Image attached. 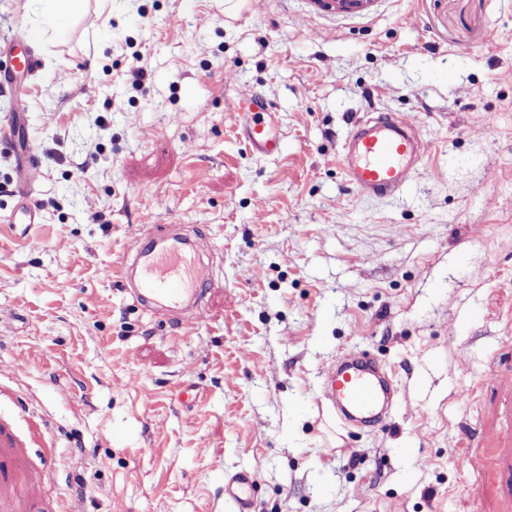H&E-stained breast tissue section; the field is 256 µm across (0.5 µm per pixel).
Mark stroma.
Listing matches in <instances>:
<instances>
[{
  "instance_id": "1",
  "label": "stroma",
  "mask_w": 512,
  "mask_h": 512,
  "mask_svg": "<svg viewBox=\"0 0 512 512\" xmlns=\"http://www.w3.org/2000/svg\"><path fill=\"white\" fill-rule=\"evenodd\" d=\"M86 4L21 81L40 156L23 237L0 144V419L55 448L42 512H235L241 470L252 512H512V0H382L365 21ZM252 89L280 155L242 137L231 103ZM374 111L428 143L393 200L336 165ZM153 224L206 239L217 321L124 291L116 264ZM351 352L392 376L381 431L314 403ZM254 478L247 471L238 472L230 479H224V495L233 503L235 512H251L250 488Z\"/></svg>"
}]
</instances>
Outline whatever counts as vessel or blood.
Returning a JSON list of instances; mask_svg holds the SVG:
<instances>
[{
  "label": "vessel or blood",
  "mask_w": 512,
  "mask_h": 512,
  "mask_svg": "<svg viewBox=\"0 0 512 512\" xmlns=\"http://www.w3.org/2000/svg\"><path fill=\"white\" fill-rule=\"evenodd\" d=\"M379 0H309L316 17L371 18ZM239 112L242 134L250 151L272 156L281 153L283 144L271 126L257 116L272 111V103L257 90L250 91L232 105ZM427 153V144L414 124L405 117L379 113L354 124L336 156L346 182L363 198L395 199L418 178ZM16 194L25 230L39 220L31 204L32 184L21 177ZM148 246L132 243L121 266L122 284L143 300H153L177 309L198 306L207 277L197 264L196 241L181 234L175 225L156 224L148 233ZM393 382L383 368L362 353H351L328 368L323 393L318 402L333 405L348 420L368 430L383 423L382 408L394 395ZM37 423H29L26 436H18L9 425L0 423V512H27L39 500L37 483L18 487V472L25 460L24 440L41 435ZM254 482L242 471L224 482V494L236 512H251L250 488Z\"/></svg>",
  "instance_id": "vessel-or-blood-1"
}]
</instances>
